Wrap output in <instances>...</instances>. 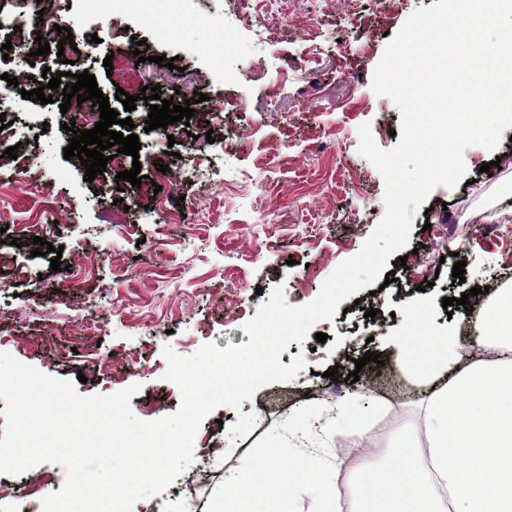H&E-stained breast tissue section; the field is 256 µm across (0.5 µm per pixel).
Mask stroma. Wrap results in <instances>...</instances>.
Segmentation results:
<instances>
[{"instance_id":"obj_1","label":"stroma","mask_w":512,"mask_h":512,"mask_svg":"<svg viewBox=\"0 0 512 512\" xmlns=\"http://www.w3.org/2000/svg\"><path fill=\"white\" fill-rule=\"evenodd\" d=\"M433 2L277 0L265 15L252 0H46L51 20L73 35L70 64L53 54L0 63V95L8 102L0 117L11 122L25 165L36 172L31 179L0 168V228L19 240L0 245L12 259L0 273V353L69 382L83 397L138 386L132 413L152 422L181 404L165 378V348L186 357L210 343L248 342L245 325L278 285L289 305L313 302L386 215L385 181L359 151V128L368 125L380 149L397 145L401 114L373 90L374 72L390 36ZM149 12L174 20L176 36L163 39ZM204 42L212 53L199 52ZM137 51L145 63H136ZM160 55L177 58L178 70L155 64ZM31 64L95 75L119 118L133 121L122 133L141 143L140 187L116 182L112 170L85 181L80 160L65 159L69 115L58 103L23 99L5 81ZM147 85L177 105L197 92L209 99L195 104L188 123L149 131V108L138 99ZM120 89L137 97L135 110L116 100ZM216 100L225 104L218 118L210 110ZM212 121L223 142L206 141ZM175 152L181 166L170 180L155 163H171ZM493 160L499 169L482 172ZM463 162V184L436 187L413 215L403 253L424 249L419 278L406 276L400 255H391L392 283L356 292L333 320L316 324L326 342L310 336L281 353L286 366L303 356L295 379L263 386L240 410L222 405L204 419L184 475L198 479L194 500L178 477L131 512H205L223 496L225 475L264 456L291 417H300L318 448L309 464L321 470L340 452L369 449L389 462L393 435L424 427L426 390L409 353L431 329L471 333L468 312L444 310L443 298L477 287L484 302L512 289V127L495 150L466 148ZM165 205L176 207L178 223L163 222ZM33 224L46 225L45 241L62 247L65 273L33 255L25 242ZM92 250L105 262L80 268L77 258ZM459 258L466 262L461 283L452 277ZM423 276L432 287L419 289ZM368 308L375 317H365ZM367 352L381 363L356 369ZM331 369L336 379L326 378ZM352 371L358 382L348 381ZM342 402L351 418L338 424ZM250 412L253 430L230 439L228 426ZM64 482L62 466L52 462L18 476L0 473V512H43V499ZM17 486L31 487V496L16 499Z\"/></svg>"}]
</instances>
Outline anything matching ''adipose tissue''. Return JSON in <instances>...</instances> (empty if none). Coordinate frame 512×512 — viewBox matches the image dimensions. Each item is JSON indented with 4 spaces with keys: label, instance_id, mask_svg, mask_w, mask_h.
I'll return each instance as SVG.
<instances>
[{
    "label": "adipose tissue",
    "instance_id": "adipose-tissue-1",
    "mask_svg": "<svg viewBox=\"0 0 512 512\" xmlns=\"http://www.w3.org/2000/svg\"><path fill=\"white\" fill-rule=\"evenodd\" d=\"M419 372L431 383L427 452L406 434L391 463L370 452L349 461L361 479L356 512H512V291L465 338L435 334ZM303 461L262 463L229 474L221 512H341L336 484L317 479L310 498L294 494Z\"/></svg>",
    "mask_w": 512,
    "mask_h": 512
}]
</instances>
